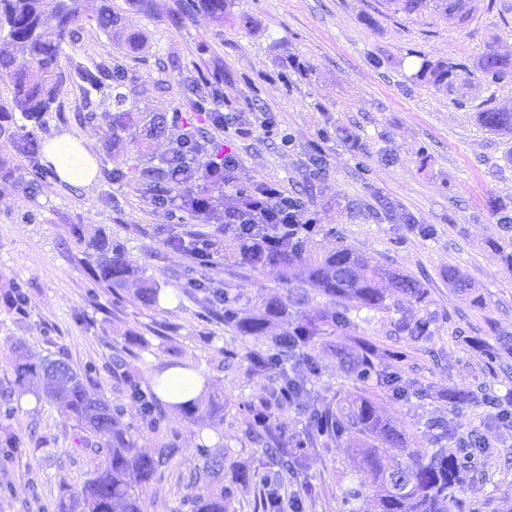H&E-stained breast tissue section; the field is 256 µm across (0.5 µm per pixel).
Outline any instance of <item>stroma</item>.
<instances>
[{
	"mask_svg": "<svg viewBox=\"0 0 512 512\" xmlns=\"http://www.w3.org/2000/svg\"><path fill=\"white\" fill-rule=\"evenodd\" d=\"M177 3L156 0L154 12L128 15V28L144 45L131 56L122 55L95 22H83L78 40L64 46L62 66L122 59L144 89L140 107L166 116L188 112L201 74L218 76L231 125L224 148L241 160L237 184L243 188L265 180L300 191L308 177L306 155L321 147L327 166L308 201L317 242L332 247L344 241L372 262L420 280L429 290L438 332L423 344L395 338L393 320L416 310L410 297L396 295L390 311L370 314L357 332L319 348L320 371L306 374L312 395L332 404L359 391L335 347L372 339L381 364L398 365L429 392L396 400L375 389L384 416L421 442L428 421L448 414L461 432L493 443L498 454L484 460L481 475L460 496L466 512H512V431L487 424L483 405L452 407L446 398L454 387L512 391V357L492 370L467 342L471 336L490 342L512 337V271L502 260L503 253H512V236L500 237L487 208L489 198L512 197V134L490 133L478 120L479 112L512 102V83L489 87L475 79L454 101L411 80L417 51L469 64L491 48L512 54V0H479L463 24L431 10L408 15L390 0H232L223 22L199 12L176 25L171 17ZM292 57L300 69L289 66ZM83 99L79 85L63 83L57 109L43 116L35 137L42 145L63 135L84 141L98 164L90 183L55 176L34 193L23 180L0 179V292L15 281L32 284L25 315L0 305V387L8 382L6 369L19 343L29 355L51 353L76 369L91 362L100 370L98 391L123 407L127 423L136 420L138 406L112 370L115 356L147 371L172 361L192 365L203 378L204 396H223L224 423L204 418L194 424L167 408L165 427L176 433L178 453L143 490L145 512H191L188 480L202 465L199 447L223 446L246 469L268 467L261 445L244 439L243 431L253 421L249 403L265 395L269 380L243 358L255 340L233 336L221 316L179 294L178 275L189 259L165 240L181 218L151 205L128 184L109 180L112 170L128 168L130 153L112 147L111 125L80 119ZM264 112L276 117L273 134L258 129L235 136L234 127L256 122ZM336 126L360 136L359 152L335 139L320 141L322 128ZM387 150L397 153L396 163L382 162ZM377 194L393 202L396 216L376 221L345 208L352 199L371 204ZM403 210L432 225L433 237L401 224ZM74 224L103 229L122 243L128 258L161 287L158 304L136 302L132 286L116 294L92 289L83 248L70 234ZM495 239L501 251L490 248ZM452 267L468 276L481 305L449 285ZM209 274L220 287L252 295L286 292L273 275L230 258ZM18 406L13 432L25 439L45 435L53 443L0 458V485L18 491L13 498L0 496V512H42L54 506L62 488L80 487L97 463L79 447L80 429L53 405L31 392ZM308 454L307 470L290 484L294 491L314 488L303 512H347L344 491L361 476L353 449L343 442L319 443Z\"/></svg>",
	"mask_w": 512,
	"mask_h": 512,
	"instance_id": "1",
	"label": "stroma"
}]
</instances>
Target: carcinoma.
<instances>
[{"instance_id":"cac0c4a2","label":"carcinoma","mask_w":512,"mask_h":512,"mask_svg":"<svg viewBox=\"0 0 512 512\" xmlns=\"http://www.w3.org/2000/svg\"><path fill=\"white\" fill-rule=\"evenodd\" d=\"M228 0H180L178 17L203 11L218 21L224 20ZM434 9L462 24L475 9V0H432ZM153 0H100L95 12L97 26L129 54L142 48L139 36L128 31L123 15L128 12H150ZM85 0H0V82L8 81L10 97L0 100V178L11 179L23 174L28 186L38 191L49 177L41 163L33 142L32 128L41 124L46 112L57 101L58 88L66 81L87 85L85 92L101 94L99 104L85 101L84 121L102 120L116 132L131 126H142L148 140L171 138L165 117L144 112L138 107L137 91L123 64L116 62L90 69L76 64L66 71L60 64L62 46L74 41L80 29ZM419 59L412 80L448 94L458 92L473 72L488 85L512 81V57L490 49L473 65L464 62H434L415 51ZM211 86L205 77L200 79L199 91L190 102L187 117L177 114L173 122L185 120L198 139L204 131L195 124L196 113L205 111L208 95L204 89ZM483 127L490 131L512 132V106L504 104L479 113ZM321 139L336 138L351 151L361 148L360 137L351 130L338 126L334 131L323 129ZM136 153L132 168L137 185H154L162 173L169 155L158 157V165L142 159L139 145L131 141ZM22 155L27 166L19 170L10 156ZM306 230L288 239L280 250L264 255L250 254L242 242L221 239L219 232L205 233L187 230L176 238L182 253L195 259L210 252L216 257L234 259L252 271L267 272L289 285L285 296L271 295L258 298L232 293L217 288L207 269L210 264H195L183 272V288H190L198 298L223 316L224 327L242 338L264 341V354L270 357L265 368L270 386L261 402L281 414L293 407L307 413L311 430L301 440L283 430L273 442L265 441L268 423L253 416L245 437L264 445V451L276 461L277 470L263 475L269 493L273 494L288 480L307 466L306 445L323 440L346 441L361 456L364 478L346 493V503L359 499L363 489H375V512H464L465 504L457 491L476 472L474 459L491 453V446L476 434L461 433L448 418L431 424L429 444L434 449L414 448L412 439L397 430L381 414L379 405L361 393L339 397L336 407L317 403L310 396L307 380L287 365L303 364L311 373L318 371L316 351L325 336H335L358 327L357 319L363 310L384 312L391 309L395 294L413 299L418 312L403 315L395 322V332L420 342L434 335L432 313L429 311L428 289L411 276L380 264L372 263L362 253L336 242L332 248H320L313 235L317 233L306 203L296 196ZM490 214L502 232H512V200H489ZM400 219L409 229L426 238L434 230L419 223L417 217L405 211ZM70 232L85 245L86 264L91 281L103 288H124L131 281L138 282L136 298L145 306L157 305L161 289L144 276V271L130 262L124 246L114 242L98 230L86 236L82 225H70ZM29 284L14 281L5 302L15 313H23L29 300ZM325 300L323 307L310 312L316 299ZM489 366L498 364L509 346L478 344ZM341 360L353 379L366 383L376 378L378 386L387 389L395 399L409 396L423 398L427 388L417 379H405L397 371L378 369L377 348L364 341L357 350H343ZM173 367L189 368L173 362L154 369L148 378L144 372L118 359L115 368L121 370L127 396L139 405L138 426L123 425L122 409L110 404L103 395L90 389L98 367L88 364L83 369L72 368L65 360L45 356L32 361L23 346H18L11 361L12 379L0 390V457L8 458L21 452L22 442L10 429V421L18 410L15 394L35 390L53 404L66 418L75 421L85 432L79 445L93 457L101 459L98 467L78 489L63 488L56 504L57 512H144L139 488L149 483L157 470L171 463L176 453L175 443L160 440L149 452L139 449L132 429L162 433L165 420L164 400L157 389L163 386L162 375ZM186 419L197 421L200 413L214 422L224 421V400L218 396L209 399L206 407L198 401L178 405ZM203 459L201 470L190 480L195 493L190 497L192 512H228L237 486L251 483L254 475L235 463L227 462L222 448H200ZM232 473L230 484H224V465Z\"/></svg>"}]
</instances>
